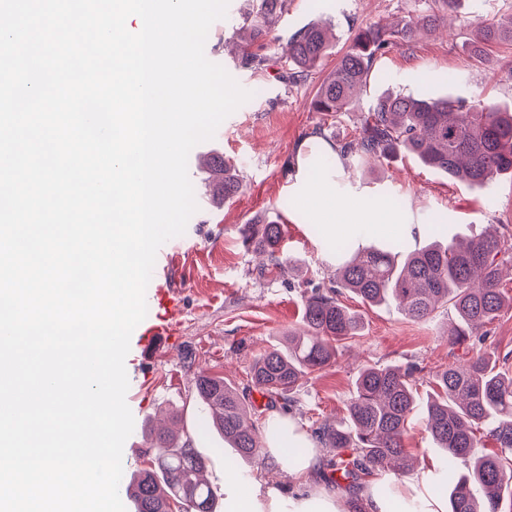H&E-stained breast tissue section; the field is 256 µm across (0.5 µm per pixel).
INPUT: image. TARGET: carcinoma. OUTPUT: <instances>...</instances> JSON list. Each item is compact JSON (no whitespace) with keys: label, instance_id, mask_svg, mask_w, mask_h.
Masks as SVG:
<instances>
[{"label":"carcinoma","instance_id":"cac0c4a2","mask_svg":"<svg viewBox=\"0 0 512 512\" xmlns=\"http://www.w3.org/2000/svg\"><path fill=\"white\" fill-rule=\"evenodd\" d=\"M436 9L404 18L392 26L369 24L358 30L347 51L323 78L310 108L325 116L348 111L373 77L377 55L392 45L412 46L421 31L447 27L458 0H434ZM288 0H260L258 7L239 17V65L260 72L280 67L292 84L307 80L331 48L332 28L313 21L288 41V53L273 54V31ZM475 55L491 43L512 44V16L506 21H478L469 37ZM315 133L332 150L321 146L310 155V167L327 168L337 161L373 171L409 155L426 168L456 182L486 186L512 173V111L450 97H417L384 91L371 101L360 128L346 141ZM208 170L211 200L219 205L243 189L235 165L217 151L210 154ZM442 222L428 225L431 242L410 248L401 239L381 247H362L338 241L336 286L316 289L305 299L303 330L288 332L287 344L253 356L248 365L252 387L262 396L292 402L296 389L311 375L336 362L347 344L362 337L361 318L340 299L349 292L371 307L394 304L412 322H426L441 307H449L448 342L457 345L471 337L484 344L475 357L428 372L431 394L421 403L416 397L418 374L424 368L367 364L359 368L344 423L323 419L313 427L326 448L336 450L323 464V476L336 484L353 485L383 474L403 475L414 470L416 457L405 446L411 425H425L441 450L438 471L449 490L448 512H506L504 495L512 497V373L498 367L500 355L486 344L483 328L512 309V297L500 288L503 273L512 271V246L501 237L482 232L468 239L442 241ZM244 241L267 257L268 270H282L284 225L260 217L242 229ZM196 398L208 427L218 431L237 457L247 462L261 456V432L246 402L222 378L200 375ZM150 466L130 480L126 493L136 512H217L212 487L203 478L205 458L187 436L148 432ZM497 451L477 455L484 440ZM349 449L344 456L341 450ZM469 465L468 473L461 466Z\"/></svg>","mask_w":512,"mask_h":512}]
</instances>
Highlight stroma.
<instances>
[{"mask_svg": "<svg viewBox=\"0 0 512 512\" xmlns=\"http://www.w3.org/2000/svg\"><path fill=\"white\" fill-rule=\"evenodd\" d=\"M311 2L290 0L275 27V49L279 52L291 34L315 17L330 19L336 27L337 39L330 54L301 84L284 82L275 67L254 73L237 64L230 48L242 0H229L225 18L214 22L208 32L204 47L207 59L221 65L253 96L220 124L222 141L196 145L195 155L188 158V173L195 191H203L206 175L198 166L197 156L215 149L237 164L244 189L224 204L222 211L198 210L184 234L163 245L164 250L176 249L181 254L179 263L159 281L160 286L179 295L174 317L177 330L163 337L165 351L151 361L145 358L143 343L161 323L155 309H148L131 335L125 359L129 380L126 401L134 429L123 448V460L130 471L147 464L141 454L142 428L150 422L181 436L191 435L194 447L207 459V481L216 493H223L224 475L231 468L224 460L223 439L201 426L204 415L193 385L199 373L226 379L255 406L257 414H266L271 408L285 410L306 429L318 419L338 421L345 417V405L361 365L416 363L429 368L465 361L480 348L474 339L449 345L443 334L451 317L449 310L416 323L394 308L370 307L347 293L343 303L360 314L364 324L358 344L342 351L331 367L304 382L291 405L267 400L248 387L246 368L251 356L283 343L289 330L302 325L305 297L312 289L325 291L334 284L336 260L324 248V234L316 231L312 219L299 208L278 209L281 199L295 195L297 149L313 128L323 125L326 135L339 140L353 136L362 105L387 89L512 105V45H490L486 54L478 57L465 44L476 20L512 16V0H460L453 16V33L440 30L423 35L413 47H390L376 61V77L363 92L360 107L336 121L322 123L320 114L311 111L310 102L355 31L368 24L418 15L431 7L432 0H319L321 7L316 12ZM326 177L345 196L383 203L397 198L398 211L409 223L425 225L432 217H443L445 237L477 234L490 226L512 245L511 178L487 187H470L408 157L372 173L340 167L328 170ZM259 215L281 218L287 227L284 251L290 263L274 275L260 274V258L242 242L243 225ZM407 447L424 461L413 472L392 477L395 492L401 494L420 491L421 477L435 470L439 456L419 422L412 426ZM231 470L261 476L283 498L292 490L287 473L267 459L241 463Z\"/></svg>", "mask_w": 512, "mask_h": 512, "instance_id": "obj_1", "label": "stroma"}]
</instances>
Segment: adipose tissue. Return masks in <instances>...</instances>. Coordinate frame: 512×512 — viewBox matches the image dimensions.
<instances>
[{
  "label": "adipose tissue",
  "mask_w": 512,
  "mask_h": 512,
  "mask_svg": "<svg viewBox=\"0 0 512 512\" xmlns=\"http://www.w3.org/2000/svg\"><path fill=\"white\" fill-rule=\"evenodd\" d=\"M297 191L303 208L334 238L359 237L364 227L373 237H411L425 232L424 225L400 222L383 204L337 197L332 185L323 179L299 182ZM263 443L264 454L300 484V491L284 503L270 497L262 511L257 506L259 481L229 472L225 475L229 489L224 494V512H448L447 497L431 484L423 493L399 496L386 493L383 481L378 480L361 488L353 499L314 484L322 464L319 448L294 419L281 413L268 414Z\"/></svg>",
  "instance_id": "1"
}]
</instances>
